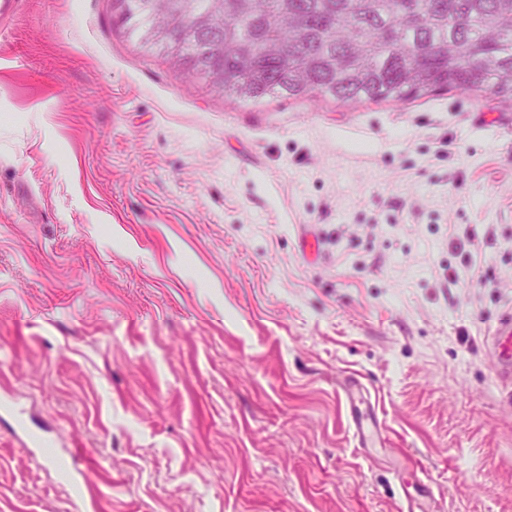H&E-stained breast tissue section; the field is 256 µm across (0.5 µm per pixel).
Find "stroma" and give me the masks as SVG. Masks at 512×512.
<instances>
[{"label":"stroma","mask_w":512,"mask_h":512,"mask_svg":"<svg viewBox=\"0 0 512 512\" xmlns=\"http://www.w3.org/2000/svg\"><path fill=\"white\" fill-rule=\"evenodd\" d=\"M510 313L512 102H245L111 0L0 17V512H512ZM493 348L507 370L512 368V316L505 315L498 322L494 336L491 337Z\"/></svg>","instance_id":"obj_1"}]
</instances>
